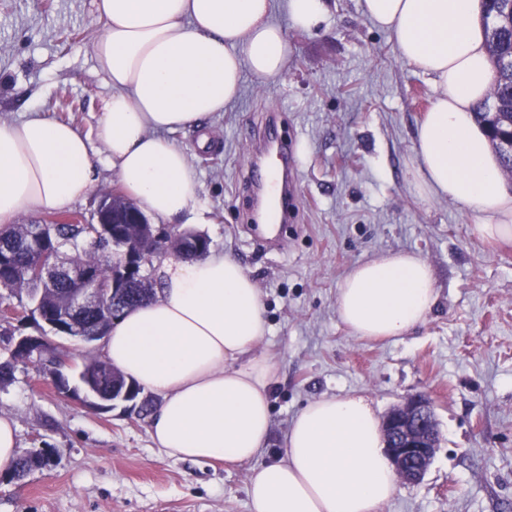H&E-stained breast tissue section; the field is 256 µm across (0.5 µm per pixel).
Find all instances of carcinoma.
<instances>
[{
    "label": "carcinoma",
    "instance_id": "1",
    "mask_svg": "<svg viewBox=\"0 0 512 512\" xmlns=\"http://www.w3.org/2000/svg\"><path fill=\"white\" fill-rule=\"evenodd\" d=\"M483 20L488 38V54L495 80L488 97L476 106V117L488 130L493 148L499 156L505 174L512 177V0H482ZM149 239L144 245L158 256L169 251L187 258H201L211 247L209 237L191 231L155 234L147 225ZM138 224H113L111 233L100 231L93 222L71 224L66 219L53 218L42 224L0 225V290L7 297L30 301L31 314L39 313L52 320L67 315L79 324L101 323L111 326L125 310L156 297L155 281L147 273L124 281L121 288L107 300V305L94 311L74 313L67 306L70 296L82 287L77 277L44 286L30 278V270L60 257L61 249L69 248L74 255L68 264L77 271H89L98 283L108 287L121 279L124 261L120 243L138 235ZM33 353L13 351L0 362V381L12 380L19 365L31 360ZM81 375L103 390L112 386L128 389L137 398L142 388L129 381L107 361L90 357Z\"/></svg>",
    "mask_w": 512,
    "mask_h": 512
}]
</instances>
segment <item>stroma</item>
<instances>
[{
	"mask_svg": "<svg viewBox=\"0 0 512 512\" xmlns=\"http://www.w3.org/2000/svg\"><path fill=\"white\" fill-rule=\"evenodd\" d=\"M327 5L312 32L291 27L277 6L292 47L285 72L245 75L223 112L169 135L198 176L208 221L197 232L242 265L262 298L256 352L275 366L266 449L235 466L169 457L149 420L122 403L93 408L58 392L37 362L0 386V413L15 420L22 449L59 457L21 483L0 482V512H250L252 470L283 457L298 412L352 393L381 418L418 393L434 408L439 442L425 477L399 484L379 512H512V241H483L455 203L414 194L413 139L434 87L360 0ZM93 10V0H0V123L36 111L88 138L91 190L69 207L88 220L101 192L120 188L98 137L112 87L93 54L102 30ZM272 135L294 142L297 173V211L279 247L246 228L252 202L242 189L247 138ZM401 251L431 266L432 312L396 341L352 336L336 314L341 279L375 254Z\"/></svg>",
	"mask_w": 512,
	"mask_h": 512,
	"instance_id": "35a3bbf8",
	"label": "stroma"
}]
</instances>
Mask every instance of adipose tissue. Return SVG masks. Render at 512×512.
<instances>
[{
	"label": "adipose tissue",
	"instance_id": "ef3b65f1",
	"mask_svg": "<svg viewBox=\"0 0 512 512\" xmlns=\"http://www.w3.org/2000/svg\"><path fill=\"white\" fill-rule=\"evenodd\" d=\"M402 60L428 75L435 97L414 139L419 197L461 206L483 239L512 238V190L475 118L494 82L481 0H360ZM104 29L94 54L112 86L100 138L125 193L159 221H205L186 151L169 138L235 101L245 74L280 76L291 53L273 0H93ZM90 144L39 115L0 124V224L51 212L91 189ZM158 298L128 311L102 340L106 361L160 398L149 434L177 459L251 461L271 427L272 363L258 289L221 252L160 269ZM437 300L430 266L389 253L353 265L336 313L355 336L392 339L425 322ZM365 396L323 397L293 419L282 460L253 469L251 512H379L397 490Z\"/></svg>",
	"mask_w": 512,
	"mask_h": 512
}]
</instances>
